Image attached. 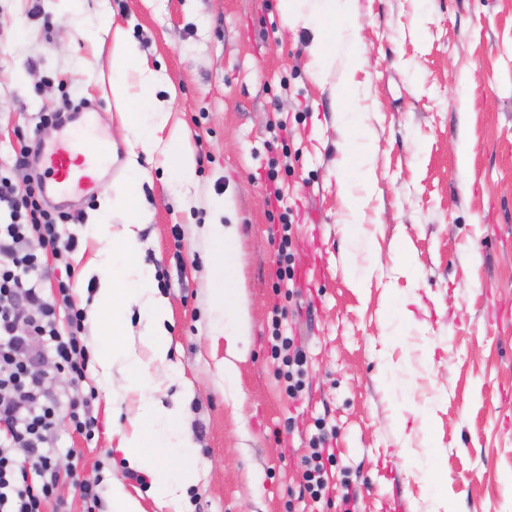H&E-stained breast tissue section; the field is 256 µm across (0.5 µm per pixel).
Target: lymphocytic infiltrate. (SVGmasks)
<instances>
[{
    "instance_id": "lymphocytic-infiltrate-1",
    "label": "lymphocytic infiltrate",
    "mask_w": 512,
    "mask_h": 512,
    "mask_svg": "<svg viewBox=\"0 0 512 512\" xmlns=\"http://www.w3.org/2000/svg\"><path fill=\"white\" fill-rule=\"evenodd\" d=\"M43 186L40 179L17 186L11 173L0 171V512H44L49 503L55 512H68L57 495L56 415L65 413L73 430L88 439L98 428L95 395L82 390L89 361L85 314L70 281L58 280L55 297H47L40 257L44 250L73 252L79 239L69 229L70 213L47 206ZM45 368L67 374L70 389L46 387ZM332 440L327 433L314 438L304 460L305 487L317 501L330 494L325 464L337 459Z\"/></svg>"
}]
</instances>
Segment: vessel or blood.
<instances>
[{"instance_id": "1", "label": "vessel or blood", "mask_w": 512, "mask_h": 512, "mask_svg": "<svg viewBox=\"0 0 512 512\" xmlns=\"http://www.w3.org/2000/svg\"><path fill=\"white\" fill-rule=\"evenodd\" d=\"M110 153L104 140L88 144L84 134L73 133L43 148L41 160L51 177L50 188L64 194L90 193Z\"/></svg>"}]
</instances>
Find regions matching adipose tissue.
<instances>
[{"label": "adipose tissue", "instance_id": "obj_1", "mask_svg": "<svg viewBox=\"0 0 512 512\" xmlns=\"http://www.w3.org/2000/svg\"><path fill=\"white\" fill-rule=\"evenodd\" d=\"M355 4L356 0H277V9L287 23L311 31L306 47L310 58L308 75L315 84H330L332 95L340 103V118L346 134L341 172L344 177L357 180L372 176L370 158L359 148L360 142L368 139L370 132L361 124L357 113L350 111L346 101L349 79L362 68L364 57L354 50L348 51L344 58L336 56L339 33H347L353 42L358 39ZM111 58L110 91L120 129L125 136L133 137L135 145L145 152L152 150L158 132H167L166 153L170 171L178 180L191 179L195 174L196 159L190 136L180 127H168L173 102L156 97L157 73L118 25L112 28ZM144 177L145 172L138 163H131L129 177L122 187L104 195L101 222L89 229L91 238L101 239L109 229L108 219L115 214L124 215L125 222L117 232L121 248L113 254L112 261L121 266L125 279H132L133 285L125 287L124 279L103 281L88 319L100 335L112 339V356L103 363L102 374H109L112 367H120L129 380L127 392L139 397L134 412L129 416L128 427L116 433L117 445L124 448L129 466L148 470L155 502L178 510L183 499V466L191 461L187 453L191 441L180 427L182 407L177 403L168 406L153 398L142 397L138 382L147 363L163 368V380L173 377L168 369V303L150 288L151 273L140 262L137 229L147 221L140 192ZM211 205L213 217L206 226L212 245L209 263L214 271L220 273L231 262L233 231L222 222L223 199L212 200ZM134 306L138 307L145 321V328L137 337L133 336L127 322V314ZM164 449L182 451V468L154 464V456Z\"/></svg>", "mask_w": 512, "mask_h": 512}]
</instances>
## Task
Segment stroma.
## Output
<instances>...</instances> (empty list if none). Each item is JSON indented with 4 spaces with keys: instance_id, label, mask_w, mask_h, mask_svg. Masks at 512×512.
Returning <instances> with one entry per match:
<instances>
[{
    "instance_id": "35a3bbf8",
    "label": "stroma",
    "mask_w": 512,
    "mask_h": 512,
    "mask_svg": "<svg viewBox=\"0 0 512 512\" xmlns=\"http://www.w3.org/2000/svg\"><path fill=\"white\" fill-rule=\"evenodd\" d=\"M276 4L0 0V167H11L21 134L46 146L64 136L38 121L66 94L98 105L93 127L112 143L95 194L64 201L79 247L44 255L45 284L70 277L89 308L120 247L87 232L131 154L109 88L112 44L98 50L84 37L111 17L158 73L157 97L176 87L170 121L189 129L196 158L179 186L162 152L138 158L150 212L141 260L170 306L176 381L163 401L182 404L196 445L188 512H338L300 492L320 419L337 435L333 481H350L357 512H512V0H358L365 64L350 108L372 132L374 179L354 187L362 212L351 228L330 90L305 71L309 31L286 26ZM277 115L288 120L283 139L270 129ZM270 170L289 216L266 203L260 176ZM215 197L237 231L232 346L210 334L205 225ZM286 220L293 246L283 259L270 236ZM280 261L306 271L311 291L275 298ZM276 316L308 355L295 406L274 375ZM122 382L116 371L94 379L93 440L59 420L55 462L63 473L119 477L145 512H161L147 470L128 467L112 438L128 424L127 403L114 400Z\"/></svg>"
}]
</instances>
